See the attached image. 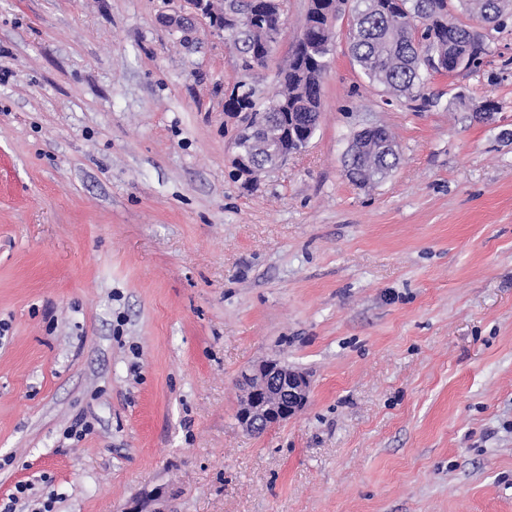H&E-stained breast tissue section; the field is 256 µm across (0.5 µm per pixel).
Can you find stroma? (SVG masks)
<instances>
[{
    "mask_svg": "<svg viewBox=\"0 0 512 512\" xmlns=\"http://www.w3.org/2000/svg\"><path fill=\"white\" fill-rule=\"evenodd\" d=\"M347 41L308 146L249 180L237 51L187 0H0V505L29 480L55 512H512V26L421 100ZM368 125L399 163L362 186ZM264 359L311 393L249 433Z\"/></svg>",
    "mask_w": 512,
    "mask_h": 512,
    "instance_id": "stroma-1",
    "label": "stroma"
}]
</instances>
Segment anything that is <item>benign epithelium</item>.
I'll return each mask as SVG.
<instances>
[{"label": "benign epithelium", "instance_id": "obj_1", "mask_svg": "<svg viewBox=\"0 0 512 512\" xmlns=\"http://www.w3.org/2000/svg\"><path fill=\"white\" fill-rule=\"evenodd\" d=\"M196 13L210 19L219 33L233 34L241 26L242 16L224 9V0H189ZM261 15H250L265 36L278 43L282 30L284 0H257ZM293 114L267 112L262 117L245 121L241 135L249 143L248 151L234 156L239 176H250L258 161L272 169L288 160L303 146L291 145ZM243 395L237 417L244 429L259 433L295 416L308 402L311 382L302 372L288 368L277 360H267L245 374Z\"/></svg>", "mask_w": 512, "mask_h": 512}]
</instances>
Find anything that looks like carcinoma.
I'll list each match as a JSON object with an SVG mask.
<instances>
[{
    "label": "carcinoma",
    "instance_id": "cac0c4a2",
    "mask_svg": "<svg viewBox=\"0 0 512 512\" xmlns=\"http://www.w3.org/2000/svg\"><path fill=\"white\" fill-rule=\"evenodd\" d=\"M349 0H310L298 46L276 95L285 101L284 111L294 113L293 134L299 140L314 135L308 125L311 114H321L322 77L333 55L334 33L327 17H341ZM350 15L360 16L348 36V52L366 78L397 96L417 97L433 76L421 55L439 58L443 72L456 70V58L464 55L476 68L484 54L483 41L471 33L470 18L494 30L507 27L506 0H468L471 17L455 14L452 0H355ZM234 46L241 68L251 72L266 65L272 53L251 28L237 33ZM256 91L240 81L224 103L226 112H273L274 97L259 106Z\"/></svg>",
    "mask_w": 512,
    "mask_h": 512
}]
</instances>
